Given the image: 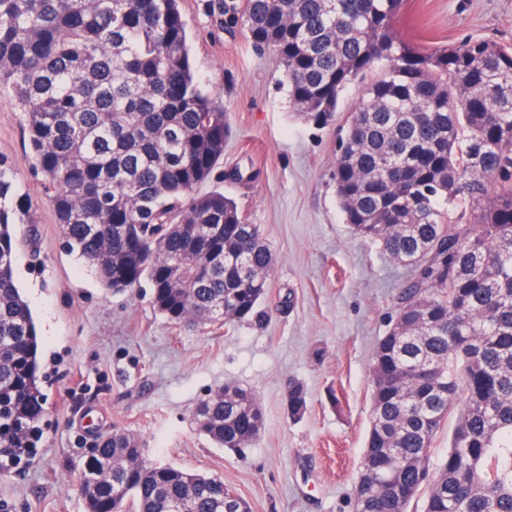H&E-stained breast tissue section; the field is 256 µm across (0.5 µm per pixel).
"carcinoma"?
I'll return each instance as SVG.
<instances>
[{
	"mask_svg": "<svg viewBox=\"0 0 512 512\" xmlns=\"http://www.w3.org/2000/svg\"><path fill=\"white\" fill-rule=\"evenodd\" d=\"M404 0H209L222 30L278 58L298 117L336 123L345 223L407 267L372 353V420L356 483L365 512H512V46L436 47L397 30ZM0 90L25 112L33 167L71 251L108 290L146 282L175 324L252 316L275 257L214 188L230 124L192 69L179 0H0ZM31 223L0 158V455L38 440L45 394L32 313L15 280ZM291 415L307 410L293 386ZM448 453L431 443L451 412ZM198 430L241 448L264 423L257 396L219 388ZM86 512H241L224 480L148 463L139 439L100 437L83 464Z\"/></svg>",
	"mask_w": 512,
	"mask_h": 512,
	"instance_id": "carcinoma-1",
	"label": "carcinoma"
}]
</instances>
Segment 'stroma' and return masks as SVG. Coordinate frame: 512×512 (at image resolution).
<instances>
[{
  "label": "stroma",
  "instance_id": "obj_1",
  "mask_svg": "<svg viewBox=\"0 0 512 512\" xmlns=\"http://www.w3.org/2000/svg\"><path fill=\"white\" fill-rule=\"evenodd\" d=\"M180 10L198 80L228 110L222 188L275 256L269 288L257 314L229 327L170 323L145 283L107 293L66 248L28 160L25 116L0 93V156L38 230L17 275L47 396L39 447L0 467V512H85L81 464L96 434L112 430L138 436L150 463L222 477L252 512H354L371 354L407 271L345 223L333 180L337 129L297 118L276 56L245 31L216 29L204 0H180ZM398 29L433 45L512 44V0H406ZM227 383L253 391L264 413L260 434L240 450L217 447L194 417ZM297 384L307 392L298 419L288 410Z\"/></svg>",
  "mask_w": 512,
  "mask_h": 512
}]
</instances>
